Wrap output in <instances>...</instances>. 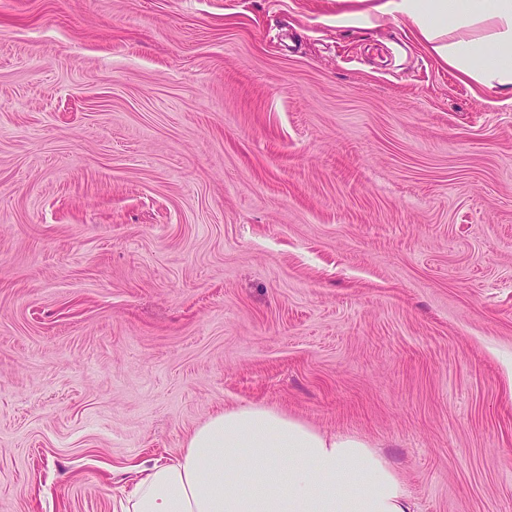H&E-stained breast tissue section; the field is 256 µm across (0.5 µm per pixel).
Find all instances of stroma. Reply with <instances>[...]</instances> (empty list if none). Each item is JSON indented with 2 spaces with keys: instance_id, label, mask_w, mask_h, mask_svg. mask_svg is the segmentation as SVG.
Wrapping results in <instances>:
<instances>
[{
  "instance_id": "1",
  "label": "stroma",
  "mask_w": 512,
  "mask_h": 512,
  "mask_svg": "<svg viewBox=\"0 0 512 512\" xmlns=\"http://www.w3.org/2000/svg\"><path fill=\"white\" fill-rule=\"evenodd\" d=\"M364 8L0 0V512L251 403L512 512V87Z\"/></svg>"
}]
</instances>
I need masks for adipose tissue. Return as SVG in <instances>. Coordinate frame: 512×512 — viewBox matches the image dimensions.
Here are the masks:
<instances>
[{
    "mask_svg": "<svg viewBox=\"0 0 512 512\" xmlns=\"http://www.w3.org/2000/svg\"><path fill=\"white\" fill-rule=\"evenodd\" d=\"M405 18L445 64L512 86V0H373L366 23ZM123 512H415L407 482L367 439L262 404L194 429L172 459L134 470Z\"/></svg>",
    "mask_w": 512,
    "mask_h": 512,
    "instance_id": "obj_1",
    "label": "adipose tissue"
}]
</instances>
